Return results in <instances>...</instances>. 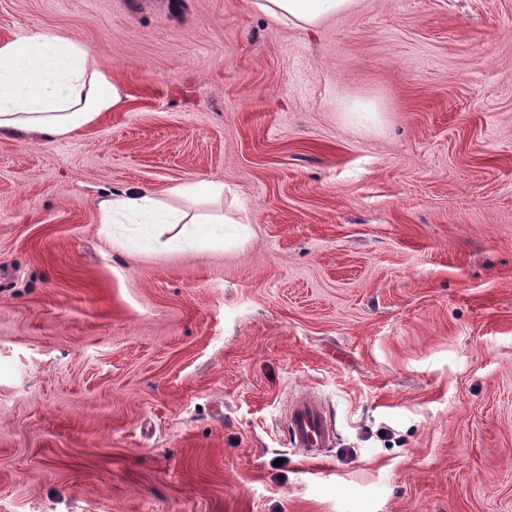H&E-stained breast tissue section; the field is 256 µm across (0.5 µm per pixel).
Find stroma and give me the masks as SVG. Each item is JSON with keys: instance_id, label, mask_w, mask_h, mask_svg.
<instances>
[{"instance_id": "obj_1", "label": "stroma", "mask_w": 512, "mask_h": 512, "mask_svg": "<svg viewBox=\"0 0 512 512\" xmlns=\"http://www.w3.org/2000/svg\"><path fill=\"white\" fill-rule=\"evenodd\" d=\"M41 29L129 99L0 137V512H512V0H0ZM190 177L223 241L99 221ZM357 0H251L253 9L277 22L314 29L322 21L355 6ZM168 192L190 201L217 200L224 196V183L192 179L171 187ZM288 435L307 456H316L332 441V431L320 405L310 397L297 400L288 413Z\"/></svg>"}]
</instances>
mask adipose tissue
<instances>
[{
    "label": "adipose tissue",
    "instance_id": "adipose-tissue-1",
    "mask_svg": "<svg viewBox=\"0 0 512 512\" xmlns=\"http://www.w3.org/2000/svg\"><path fill=\"white\" fill-rule=\"evenodd\" d=\"M356 0H251L253 9L299 29H314ZM128 96L111 82L99 57L79 40L54 30L0 41V136L66 137L125 108ZM100 221L121 224L162 214L179 226L177 241L192 245L195 224H224L221 212L190 213L168 207L149 189L121 191L97 203Z\"/></svg>",
    "mask_w": 512,
    "mask_h": 512
}]
</instances>
